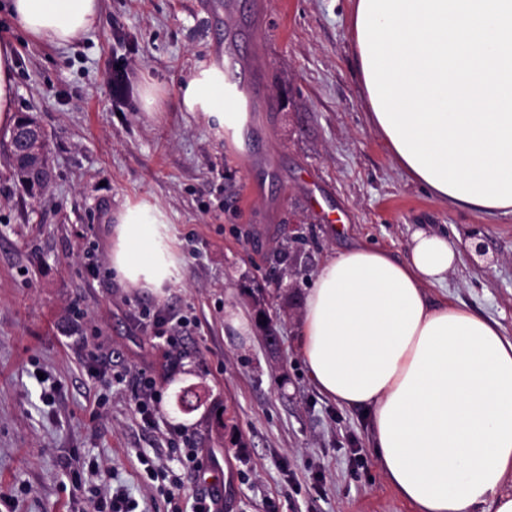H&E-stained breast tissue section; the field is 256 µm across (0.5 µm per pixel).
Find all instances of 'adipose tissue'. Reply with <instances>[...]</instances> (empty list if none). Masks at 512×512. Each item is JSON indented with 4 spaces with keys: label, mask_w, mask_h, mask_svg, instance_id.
Listing matches in <instances>:
<instances>
[{
    "label": "adipose tissue",
    "mask_w": 512,
    "mask_h": 512,
    "mask_svg": "<svg viewBox=\"0 0 512 512\" xmlns=\"http://www.w3.org/2000/svg\"><path fill=\"white\" fill-rule=\"evenodd\" d=\"M32 38L63 46L100 23V0H10ZM368 122L399 169L402 156L366 92L358 32L350 34ZM183 111L242 144L248 115L227 109L224 63L202 64L179 87ZM458 252L415 231L408 253L357 245L329 256L304 298L299 346L317 390L369 415L379 470L414 512H512V339L497 321L442 299ZM182 255L164 209L126 203L112 225L110 268L126 287L178 282Z\"/></svg>",
    "instance_id": "1"
}]
</instances>
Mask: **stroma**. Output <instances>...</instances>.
Listing matches in <instances>:
<instances>
[{"label": "stroma", "instance_id": "obj_1", "mask_svg": "<svg viewBox=\"0 0 512 512\" xmlns=\"http://www.w3.org/2000/svg\"><path fill=\"white\" fill-rule=\"evenodd\" d=\"M350 5L236 0L228 15L224 0H101L97 28L57 46L30 39L0 0V40L17 49L15 109L47 132L53 167L50 185L27 194L0 126V512H90L111 485L136 512H169L163 479L139 456L177 468L167 442L179 430L223 456L224 512H413L377 467L367 419L311 382L298 346L304 297L336 251L403 255L424 229L460 254L433 297L512 338V215L438 203L396 167L360 98ZM255 11L264 28L241 33ZM228 30L273 102L250 118L253 166L177 96ZM148 84L162 92V119L143 108ZM140 199L165 210L184 259L159 295L109 271L111 216ZM143 305L196 322L158 381L151 425L131 386L97 381L94 358L111 354L121 374L155 366ZM230 308L247 335L226 323Z\"/></svg>", "mask_w": 512, "mask_h": 512}]
</instances>
